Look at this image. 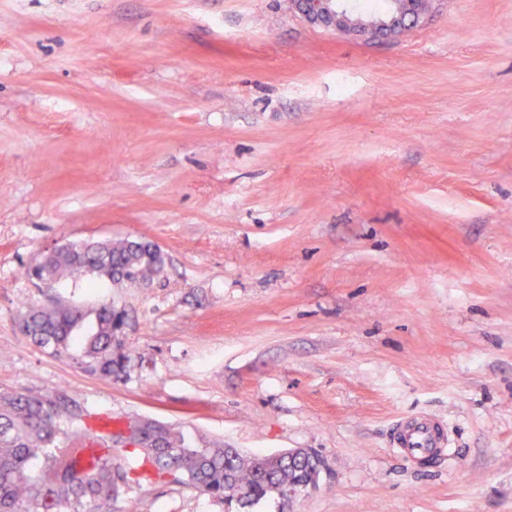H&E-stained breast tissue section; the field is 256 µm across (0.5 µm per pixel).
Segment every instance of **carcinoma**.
<instances>
[{
	"instance_id": "cac0c4a2",
	"label": "carcinoma",
	"mask_w": 512,
	"mask_h": 512,
	"mask_svg": "<svg viewBox=\"0 0 512 512\" xmlns=\"http://www.w3.org/2000/svg\"><path fill=\"white\" fill-rule=\"evenodd\" d=\"M97 271L113 282L132 281L135 271L143 281L160 267L148 252L123 240H88L68 243L48 253L28 271L49 282ZM119 318L110 303L93 310L55 305L30 310L24 321L26 336L56 355L71 356L78 348L81 367L103 379L119 375L126 356L114 331ZM76 416L61 394L0 393V512H60L66 506L82 512L86 503L106 504L128 484L126 468L112 462V439L123 430L101 426L81 448L58 444L61 422ZM141 447L132 450L140 459L142 475L168 477L233 505L239 489L248 498L280 496L288 484H316L321 460L307 451L292 460L273 455H245L219 442L193 447L179 428L154 420L139 422Z\"/></svg>"
}]
</instances>
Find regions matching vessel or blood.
Segmentation results:
<instances>
[{
    "label": "vessel or blood",
    "mask_w": 512,
    "mask_h": 512,
    "mask_svg": "<svg viewBox=\"0 0 512 512\" xmlns=\"http://www.w3.org/2000/svg\"><path fill=\"white\" fill-rule=\"evenodd\" d=\"M448 444V437L441 421L417 414L400 418L395 426L392 445L412 462L435 455Z\"/></svg>",
    "instance_id": "vessel-or-blood-1"
}]
</instances>
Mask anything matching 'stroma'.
<instances>
[{
	"label": "stroma",
	"mask_w": 512,
	"mask_h": 512,
	"mask_svg": "<svg viewBox=\"0 0 512 512\" xmlns=\"http://www.w3.org/2000/svg\"><path fill=\"white\" fill-rule=\"evenodd\" d=\"M155 244L149 283L25 277ZM107 301L124 371L35 346L29 308ZM319 455L291 512H512V0H436L363 42L288 0H0V392ZM451 454L390 446L402 415ZM98 512H225L171 480ZM446 446L448 437L444 425L430 415L405 416L394 426L392 447L398 448L412 462L418 463Z\"/></svg>",
	"instance_id": "35a3bbf8"
}]
</instances>
